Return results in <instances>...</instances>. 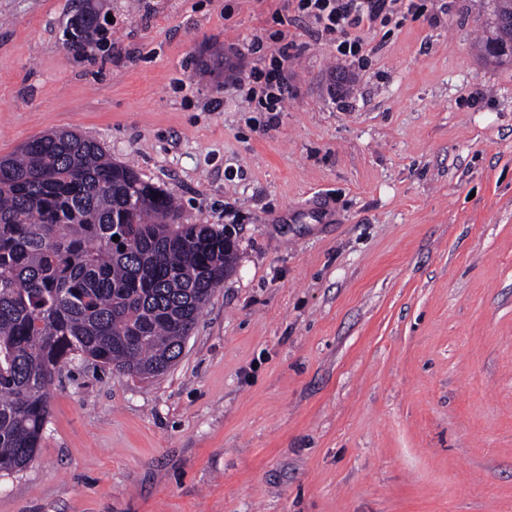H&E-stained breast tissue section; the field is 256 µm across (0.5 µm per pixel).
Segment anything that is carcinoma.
Here are the masks:
<instances>
[{
    "instance_id": "obj_1",
    "label": "carcinoma",
    "mask_w": 512,
    "mask_h": 512,
    "mask_svg": "<svg viewBox=\"0 0 512 512\" xmlns=\"http://www.w3.org/2000/svg\"><path fill=\"white\" fill-rule=\"evenodd\" d=\"M68 45L98 14L75 15ZM512 61V0H494L479 45ZM175 198L74 132L0 157V472L35 458L60 366L76 356L159 375L180 357L236 246L209 224L178 222ZM120 240L113 241V236Z\"/></svg>"
}]
</instances>
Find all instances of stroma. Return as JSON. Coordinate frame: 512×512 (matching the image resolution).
<instances>
[{
  "label": "stroma",
  "mask_w": 512,
  "mask_h": 512,
  "mask_svg": "<svg viewBox=\"0 0 512 512\" xmlns=\"http://www.w3.org/2000/svg\"><path fill=\"white\" fill-rule=\"evenodd\" d=\"M0 0V157L72 131L231 231L164 373L76 358L0 512H512V62L493 0H414L365 58L294 0ZM289 32L276 120L228 92ZM260 51H253L255 39ZM493 17V34L479 45V53L492 62H511L512 0H495ZM74 18H76V24L68 31L67 44L70 47L74 44H87L93 33L98 30V14L89 4L78 11Z\"/></svg>",
  "instance_id": "obj_1"
}]
</instances>
